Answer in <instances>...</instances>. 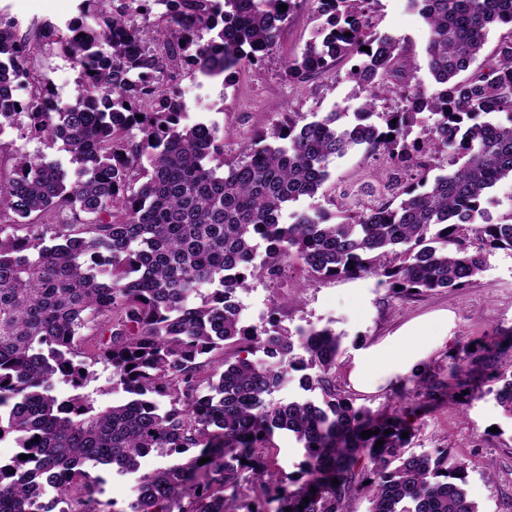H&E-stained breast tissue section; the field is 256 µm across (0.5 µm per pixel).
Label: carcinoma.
Wrapping results in <instances>:
<instances>
[{
	"label": "carcinoma",
	"instance_id": "1",
	"mask_svg": "<svg viewBox=\"0 0 512 512\" xmlns=\"http://www.w3.org/2000/svg\"><path fill=\"white\" fill-rule=\"evenodd\" d=\"M302 2L80 0L57 40L50 20L23 32L0 13V97L29 87L19 107L0 108V135L59 142L72 165L16 149L0 166V443L17 448L0 461V512H103L89 469L138 473L151 452L168 463L139 473L116 512H348L357 493L370 512H479L466 461L446 448L408 455L402 432L452 388L492 382L512 413L506 338L479 345V376L454 358L448 372L414 379L416 407L373 412L336 382L332 329L292 332L275 308L245 326L236 301L293 262L309 280L376 276L402 298L458 290L490 253L512 250V216L492 223L482 208L489 189L512 180V0H408L429 34L441 86L432 97L413 83L399 40L377 31L374 0H310L317 35L286 75L302 83L358 59L349 79L363 98L354 118L366 123L342 124L336 111L302 125L290 117L226 162L216 124L183 122L189 104L174 78L261 60ZM500 27L508 32L476 64ZM34 41L79 67L81 94L57 110L50 81L29 69ZM389 92L400 105L367 122ZM355 149L394 167L391 198L334 224L305 211L282 222ZM442 153L456 168L433 176ZM100 363L124 401L97 404ZM300 371L320 404L273 402ZM275 429L303 449L297 477L269 457Z\"/></svg>",
	"mask_w": 512,
	"mask_h": 512
}]
</instances>
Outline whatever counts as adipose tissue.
Listing matches in <instances>:
<instances>
[{"mask_svg": "<svg viewBox=\"0 0 512 512\" xmlns=\"http://www.w3.org/2000/svg\"><path fill=\"white\" fill-rule=\"evenodd\" d=\"M451 327L452 318L445 312L408 322L383 341L355 353L347 368L349 383L364 394L389 388L449 342Z\"/></svg>", "mask_w": 512, "mask_h": 512, "instance_id": "1", "label": "adipose tissue"}]
</instances>
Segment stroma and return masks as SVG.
Returning a JSON list of instances; mask_svg holds the SVG:
<instances>
[{
	"label": "stroma",
	"instance_id": "1",
	"mask_svg": "<svg viewBox=\"0 0 512 512\" xmlns=\"http://www.w3.org/2000/svg\"><path fill=\"white\" fill-rule=\"evenodd\" d=\"M76 5L77 0H0V12L25 26L42 18L63 24L76 16ZM373 7L379 32L399 38L413 58L416 83L426 94L436 92L425 52L428 32L407 0H375ZM315 27L309 0H304L289 17L277 52L241 70L231 82L198 74L180 76L185 92L198 98L189 111L190 120L218 124L225 159L238 156L253 130L269 127L273 113L296 112L309 118L332 110L350 113L359 106L348 78L349 62H340L305 83L284 77L282 60L301 54ZM31 66L59 86L74 87L79 77L78 68L53 46L35 52ZM379 167L363 151L349 152L330 163V177L315 197L290 204L289 209L334 215L370 206L387 194L375 176ZM239 299L264 315L278 308L285 327L327 326L340 334L336 380L341 384L346 381L343 371L359 347L379 341L413 318L450 311L455 315L454 338L426 360L427 366L440 370L450 356L478 344L482 337L512 334V252L490 254L484 272L470 287L414 300L395 296L374 276L308 282L294 266L288 267L282 282H253ZM446 446L467 461L468 488L479 512H507L512 503V413L484 388L475 392L462 411L448 399H440L416 422L409 450L432 453Z\"/></svg>",
	"mask_w": 512,
	"mask_h": 512
}]
</instances>
